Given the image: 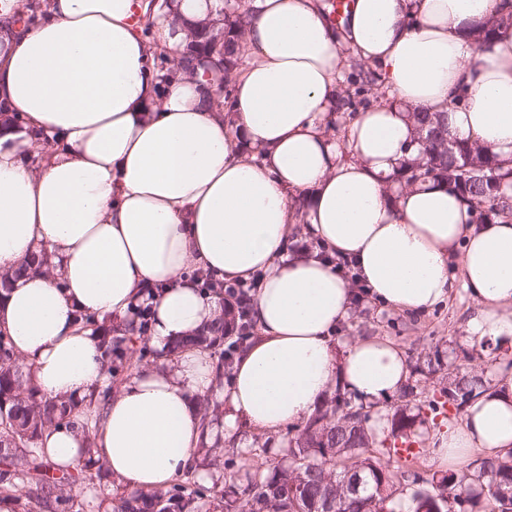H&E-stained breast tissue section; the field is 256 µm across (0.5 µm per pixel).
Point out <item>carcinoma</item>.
<instances>
[{
  "instance_id": "obj_1",
  "label": "carcinoma",
  "mask_w": 512,
  "mask_h": 512,
  "mask_svg": "<svg viewBox=\"0 0 512 512\" xmlns=\"http://www.w3.org/2000/svg\"><path fill=\"white\" fill-rule=\"evenodd\" d=\"M487 22L474 34L479 45L487 43L496 28L512 25V8ZM224 104L243 65L245 25L250 9L229 0L224 12ZM354 73L341 91L337 112L354 114L358 106L368 108L369 96L378 93L381 76L372 66L357 59ZM422 152L397 175L409 184L420 178L448 180L453 168V187L484 223L512 219V170L503 169L487 149L456 142L454 160L448 161V128L437 113H419ZM81 324L93 331L104 330L100 343L106 362L109 385L94 399L107 401L112 392L119 365L138 355L145 359L146 346L136 347L146 333L145 324L136 319L131 333L112 334L91 315L78 316ZM225 321L220 320L178 342L174 349L186 346L215 345L224 340ZM490 380L478 374L448 373V385L424 396L418 410L432 420L441 417L452 424L467 403L489 390ZM88 415L79 420L76 406L70 402L46 398L28 383L27 373L18 361L11 341L0 334V445L9 452L0 455V500L12 499L27 507L31 504L46 512H68L73 500L72 488L78 482L91 485L100 478L102 463L90 448L85 462L75 470L59 467L47 473L43 451L38 448L42 432L51 426L81 425L92 430ZM371 407L341 393L328 399L303 428L288 438V466L271 463L267 471L257 466L246 472L247 484L238 490L235 484L224 490L227 512H396L393 497L397 487L411 482L412 512H488L489 506L500 512H512L508 504L495 498V490L512 488V453L503 458L477 457L459 470H448L441 477H423L413 470L418 455L401 460L395 455L398 442H417L418 417L397 408L390 419V433L379 438L370 424ZM205 489L188 469L184 478L166 490L134 492L119 499L113 512H197V503Z\"/></svg>"
}]
</instances>
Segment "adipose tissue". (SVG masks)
I'll list each match as a JSON object with an SVG mask.
<instances>
[{"label": "adipose tissue", "mask_w": 512, "mask_h": 512, "mask_svg": "<svg viewBox=\"0 0 512 512\" xmlns=\"http://www.w3.org/2000/svg\"><path fill=\"white\" fill-rule=\"evenodd\" d=\"M499 0H353L348 26L323 0H250V62L230 105L216 103L218 55L161 75L140 17L148 0H48L24 25L28 0H0V333L40 393L89 402L106 385L98 337L77 313L125 325L151 305V364L136 367L81 427L47 429V458L75 465L93 446L122 489L169 486L211 446L243 447L314 413L332 388L391 400L409 368L391 340L337 337L357 297L412 315L463 284L475 343L512 345V223L476 224L446 183L404 185L420 153L418 112L445 113L449 139L490 150L512 168V26L475 47ZM224 0H168L156 15L168 58L195 29L219 32ZM365 60L386 95L345 140L328 132L347 57ZM47 145L37 153L36 141ZM317 253L288 255L292 231ZM348 261V280L319 257ZM47 254L50 267L23 271ZM458 272H451V260ZM264 278L254 335L218 377L208 350L173 344L224 319L219 297L188 274ZM492 388L456 426L433 434L443 469L512 452V357H486ZM217 402L204 421L200 399Z\"/></svg>", "instance_id": "obj_1"}]
</instances>
